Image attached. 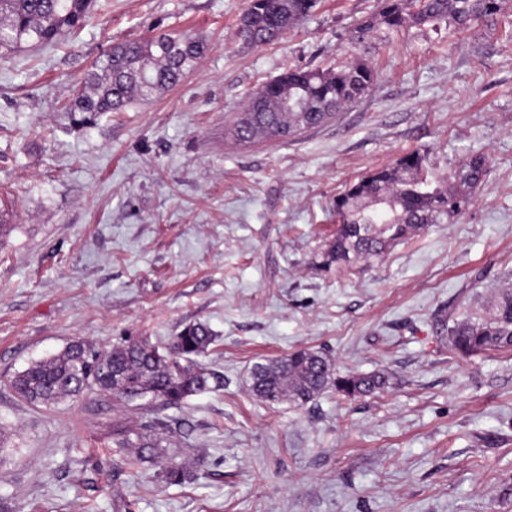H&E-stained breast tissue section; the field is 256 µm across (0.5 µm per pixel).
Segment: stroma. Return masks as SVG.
Segmentation results:
<instances>
[{
	"instance_id": "stroma-1",
	"label": "stroma",
	"mask_w": 512,
	"mask_h": 512,
	"mask_svg": "<svg viewBox=\"0 0 512 512\" xmlns=\"http://www.w3.org/2000/svg\"><path fill=\"white\" fill-rule=\"evenodd\" d=\"M378 0H320L273 44L236 36L245 0H103L60 46L0 48V512H512V350L461 357L441 323L512 286V13L443 48L395 40L372 91L335 120L276 139L230 134L249 94L325 69ZM204 41L175 87L78 129L67 110L113 44ZM419 150L439 172H492L469 209L383 261L326 266L333 203ZM215 335L210 389L168 409L193 483L132 471L112 446L133 405L94 394L32 404L11 386L81 339L169 344ZM301 349L339 373L385 372L380 394L258 400L254 363Z\"/></svg>"
}]
</instances>
